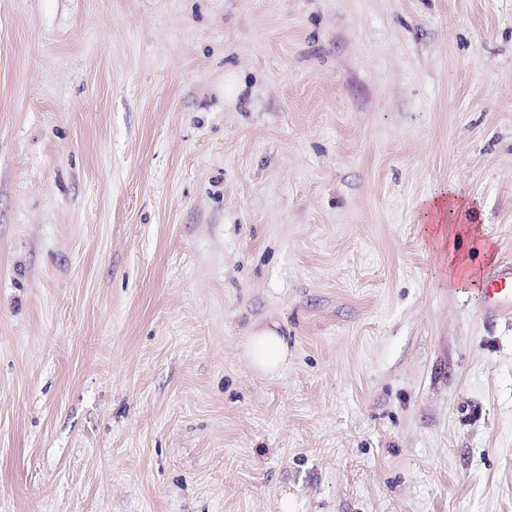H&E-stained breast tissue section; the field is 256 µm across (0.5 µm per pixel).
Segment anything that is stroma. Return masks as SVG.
I'll return each mask as SVG.
<instances>
[{
    "mask_svg": "<svg viewBox=\"0 0 512 512\" xmlns=\"http://www.w3.org/2000/svg\"><path fill=\"white\" fill-rule=\"evenodd\" d=\"M452 255L512 262V0H0V512H512ZM418 214V224L424 237L430 240L443 241L444 232H436L434 226L448 223V225L458 224L459 220L464 219L465 212L471 213L470 203L459 201L456 196L448 191V201L441 197L431 196L425 199L421 204ZM246 355L263 375H277L288 364V343L277 331L262 329L249 336Z\"/></svg>",
    "mask_w": 512,
    "mask_h": 512,
    "instance_id": "stroma-1",
    "label": "stroma"
}]
</instances>
